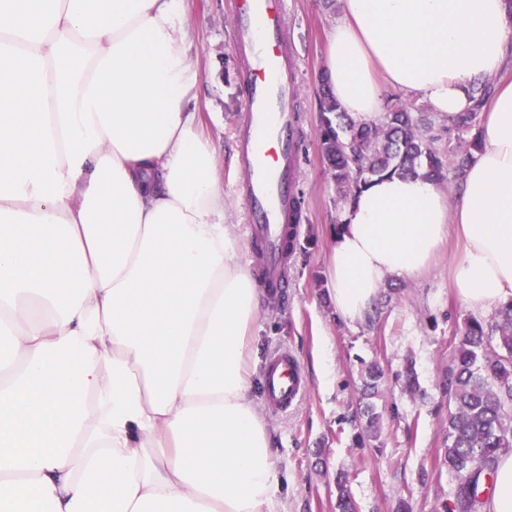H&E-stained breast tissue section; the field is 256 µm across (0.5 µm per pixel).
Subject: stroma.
<instances>
[{"label":"stroma","mask_w":512,"mask_h":512,"mask_svg":"<svg viewBox=\"0 0 512 512\" xmlns=\"http://www.w3.org/2000/svg\"><path fill=\"white\" fill-rule=\"evenodd\" d=\"M191 20L189 57L202 72L196 108L215 149L224 188L226 221L244 251H251L246 205L239 194L235 125L245 110L240 63L230 25V0H184ZM288 47L299 74L297 110L301 159L295 181L304 196L300 250L288 258V286L263 295L253 335L258 349L253 396L263 401L261 368L284 346L302 364L309 391L283 414L263 409L275 464L283 477L279 496L288 512H335L333 472L348 470L358 512H395L406 500L412 512H448L452 477L444 462L448 398L442 387L458 341L472 314L455 295L450 267L460 245L448 238L422 276L397 279L398 293L384 304L374 327L339 317L329 296L327 270L333 226L340 213L336 188L319 148L320 84L326 34L339 6L327 0H286ZM379 362L386 384L376 404L382 414L380 445L353 443L350 415L360 397L364 364ZM413 362L420 392L405 393L396 377Z\"/></svg>","instance_id":"35a3bbf8"}]
</instances>
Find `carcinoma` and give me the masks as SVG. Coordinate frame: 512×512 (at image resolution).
Listing matches in <instances>:
<instances>
[{"label":"carcinoma","instance_id":"carcinoma-1","mask_svg":"<svg viewBox=\"0 0 512 512\" xmlns=\"http://www.w3.org/2000/svg\"><path fill=\"white\" fill-rule=\"evenodd\" d=\"M320 82L323 103L317 137L341 203L374 177L424 169L442 179L444 161L430 135L432 113H415L395 101L379 122L358 124L339 111L325 78ZM489 92L488 82L477 88L471 95L473 106L455 121L458 133L465 136V154L454 168L457 177L481 150L473 130ZM383 384L380 365H365L360 411L353 418L354 442L360 448L380 438L382 415L375 399ZM443 390L449 407L444 458L454 478L448 512H484L498 456L512 449V299L498 304L488 320L471 317L464 322ZM348 483L347 473H336V512H354Z\"/></svg>","mask_w":512,"mask_h":512}]
</instances>
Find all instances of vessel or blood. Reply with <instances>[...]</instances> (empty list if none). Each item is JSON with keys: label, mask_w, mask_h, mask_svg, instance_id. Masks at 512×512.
Listing matches in <instances>:
<instances>
[{"label": "vessel or blood", "mask_w": 512, "mask_h": 512, "mask_svg": "<svg viewBox=\"0 0 512 512\" xmlns=\"http://www.w3.org/2000/svg\"><path fill=\"white\" fill-rule=\"evenodd\" d=\"M284 5L285 0H237L232 16L245 60L246 110L236 126L237 165L244 173L255 271L263 286L275 292L288 285L285 243L297 165L296 80L285 40ZM263 389L268 407L277 413L288 411L307 394L303 367L288 348L270 357Z\"/></svg>", "instance_id": "vessel-or-blood-1"}]
</instances>
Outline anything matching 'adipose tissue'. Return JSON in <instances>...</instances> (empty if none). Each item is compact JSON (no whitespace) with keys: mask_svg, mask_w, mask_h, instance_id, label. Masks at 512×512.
Segmentation results:
<instances>
[{"mask_svg":"<svg viewBox=\"0 0 512 512\" xmlns=\"http://www.w3.org/2000/svg\"><path fill=\"white\" fill-rule=\"evenodd\" d=\"M181 2L0 0V512H285ZM511 63L507 0H341L324 73L354 121L392 91L452 121L493 83L458 190L393 175L342 207L346 321L451 234L462 303L512 298Z\"/></svg>","mask_w":512,"mask_h":512,"instance_id":"obj_1","label":"adipose tissue"}]
</instances>
